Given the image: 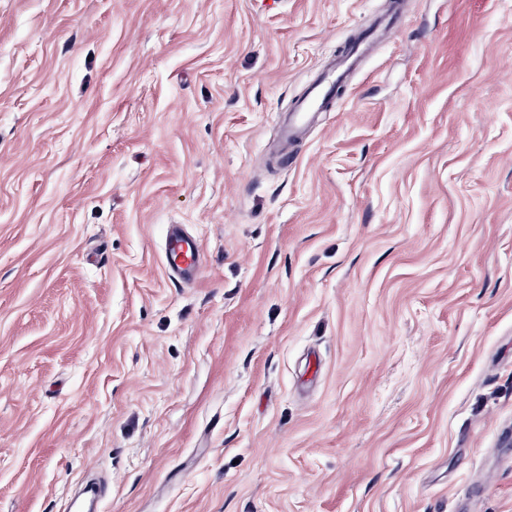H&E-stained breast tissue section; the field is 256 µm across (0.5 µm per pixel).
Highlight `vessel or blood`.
Here are the masks:
<instances>
[{
    "label": "vessel or blood",
    "mask_w": 512,
    "mask_h": 512,
    "mask_svg": "<svg viewBox=\"0 0 512 512\" xmlns=\"http://www.w3.org/2000/svg\"><path fill=\"white\" fill-rule=\"evenodd\" d=\"M404 13L398 12L379 20L373 27L361 33L348 46L345 56L336 66L326 69L314 81L306 95L281 121V136L285 144L296 142L306 131L311 118L323 111L336 94V88L344 82L349 71L365 53L366 44L377 35L388 37L397 33L405 22ZM165 256L169 272L182 282H192L203 267L201 246L197 239L188 235L181 227L171 226L165 241Z\"/></svg>",
    "instance_id": "obj_1"
}]
</instances>
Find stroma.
<instances>
[{
	"mask_svg": "<svg viewBox=\"0 0 512 512\" xmlns=\"http://www.w3.org/2000/svg\"><path fill=\"white\" fill-rule=\"evenodd\" d=\"M405 2L287 164L393 0H0V512H512V0ZM406 16L402 9L389 17L379 20L373 27L361 33L348 46L346 55L337 63L324 71L321 77L314 81L306 95L295 105L293 112L288 113L280 125L281 136L285 149L281 154L284 158L291 150L289 146L296 142L306 131L312 115L323 112L326 104L336 95V87L344 82L349 71L357 64L365 53L366 44L376 35L392 36L405 22ZM169 272L182 282L191 283L203 267L201 245L178 225H171L165 241Z\"/></svg>",
	"mask_w": 512,
	"mask_h": 512,
	"instance_id": "stroma-1",
	"label": "stroma"
}]
</instances>
